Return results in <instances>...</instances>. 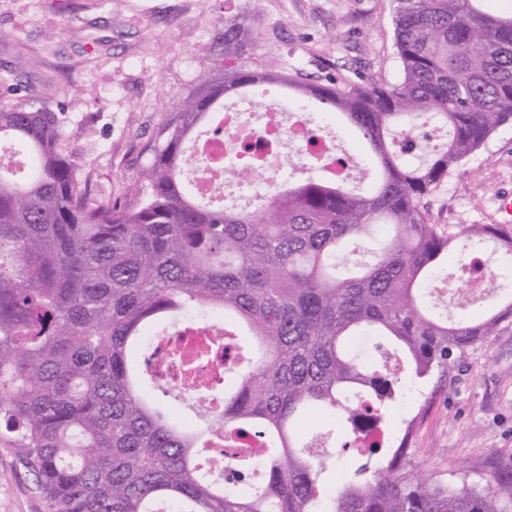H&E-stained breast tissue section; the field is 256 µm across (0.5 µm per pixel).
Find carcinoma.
Here are the masks:
<instances>
[{
    "label": "carcinoma",
    "mask_w": 512,
    "mask_h": 512,
    "mask_svg": "<svg viewBox=\"0 0 512 512\" xmlns=\"http://www.w3.org/2000/svg\"><path fill=\"white\" fill-rule=\"evenodd\" d=\"M483 0H396L394 84L304 81L236 64L242 31L225 24L222 82L203 74L157 130L146 190L100 199L60 147L57 113L0 102V142L29 175L0 167V440L16 449L53 512H512V490L405 476L412 433L431 405L392 422L406 378L448 361L512 318V232L474 224L459 237L422 199L500 126L512 122V10ZM280 83L340 117L377 166L364 189L310 175L248 207L201 201L182 180L195 129L229 89ZM448 139L414 147L426 125ZM489 279L491 306L442 316L434 281ZM171 311L224 314L237 356L216 421L264 445L246 491L208 479L209 440L149 401L138 348ZM375 353L354 349L355 338ZM342 426L360 464L334 490L336 456L315 454L298 426L313 411Z\"/></svg>",
    "instance_id": "obj_1"
}]
</instances>
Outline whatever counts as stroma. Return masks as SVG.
I'll return each mask as SVG.
<instances>
[{
    "mask_svg": "<svg viewBox=\"0 0 512 512\" xmlns=\"http://www.w3.org/2000/svg\"><path fill=\"white\" fill-rule=\"evenodd\" d=\"M394 0H0V80L14 104L57 112L62 148L99 198L135 196L145 147L206 71L224 72V23L242 29L241 64L306 79L397 82ZM512 192V123L422 200L432 223L500 224ZM434 402L410 438L411 472L485 487L512 477V322L455 356L443 387L415 381L393 418ZM0 512H51L0 442Z\"/></svg>",
    "mask_w": 512,
    "mask_h": 512,
    "instance_id": "obj_1",
    "label": "stroma"
}]
</instances>
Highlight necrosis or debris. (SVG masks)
Here are the masks:
<instances>
[{
  "instance_id": "obj_1",
  "label": "necrosis or debris",
  "mask_w": 512,
  "mask_h": 512,
  "mask_svg": "<svg viewBox=\"0 0 512 512\" xmlns=\"http://www.w3.org/2000/svg\"><path fill=\"white\" fill-rule=\"evenodd\" d=\"M319 158L337 175L351 177L349 161H338L331 136L321 133L309 120L305 108L276 102L265 112L228 107L224 110V135L208 140L206 159L188 174L196 193L203 197L223 195L225 184L250 171L254 195L267 197L273 190V176L284 175L289 151ZM232 349L218 345L212 325L183 323L173 333L159 336L148 355L151 372L172 390L209 394V414L220 419L224 394L216 384L232 362ZM213 448L203 465L248 486V476L257 471L261 444L255 439L225 442L223 435L210 438Z\"/></svg>"
}]
</instances>
